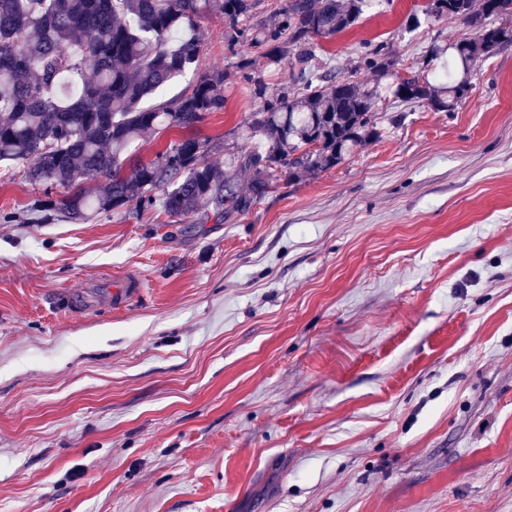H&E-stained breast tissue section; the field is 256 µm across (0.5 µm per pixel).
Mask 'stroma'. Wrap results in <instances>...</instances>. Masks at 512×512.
I'll return each instance as SVG.
<instances>
[{"label": "stroma", "instance_id": "stroma-1", "mask_svg": "<svg viewBox=\"0 0 512 512\" xmlns=\"http://www.w3.org/2000/svg\"><path fill=\"white\" fill-rule=\"evenodd\" d=\"M425 0H377L322 40L371 81L472 37ZM196 70L247 60L199 18ZM173 79L148 105L188 91ZM195 128L210 161L259 152L248 85ZM380 138L280 182L224 223L161 210L0 223V512H512V45L477 62L453 112L383 104ZM41 189L0 172V211ZM142 295L75 312L128 271Z\"/></svg>", "mask_w": 512, "mask_h": 512}]
</instances>
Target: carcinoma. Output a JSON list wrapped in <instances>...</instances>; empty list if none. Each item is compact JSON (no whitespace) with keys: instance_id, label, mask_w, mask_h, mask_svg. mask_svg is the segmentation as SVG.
<instances>
[{"instance_id":"1","label":"carcinoma","mask_w":512,"mask_h":512,"mask_svg":"<svg viewBox=\"0 0 512 512\" xmlns=\"http://www.w3.org/2000/svg\"><path fill=\"white\" fill-rule=\"evenodd\" d=\"M256 0H0V162L23 164L24 177L45 187L22 212L0 211L3 224L74 223L155 207L184 219L201 208L216 224L243 212L283 176L297 181L331 169L380 137L375 116L387 92L402 102L452 112L470 90L469 68L512 44V0H427L424 15L455 16L475 30L448 61L449 97L436 78L399 75L398 58L378 45L360 62L376 83L323 70L320 38L354 28L366 0H286L250 28ZM206 13L224 16V40L248 38L272 66L288 64L289 82L269 87L238 63L256 107L250 127L263 153L235 156L237 178L207 158L188 134L148 163L128 166L132 144L148 131H190L224 111V70L197 72L192 89L152 107L143 101L193 67V32ZM95 179L94 187L83 185ZM70 188L58 198L52 187Z\"/></svg>"}]
</instances>
